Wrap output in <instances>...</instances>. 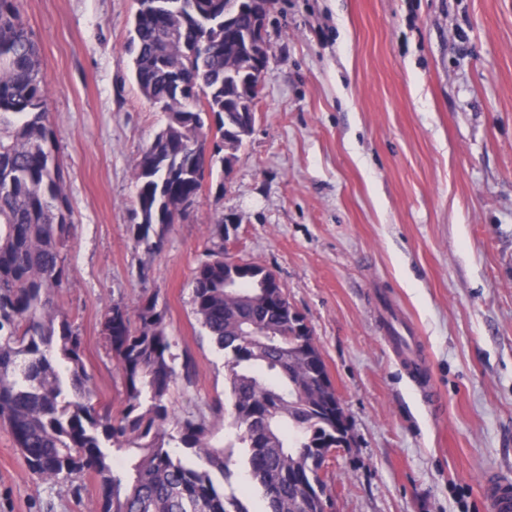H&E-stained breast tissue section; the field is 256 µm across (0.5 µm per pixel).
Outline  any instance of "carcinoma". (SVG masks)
Segmentation results:
<instances>
[{"mask_svg": "<svg viewBox=\"0 0 512 512\" xmlns=\"http://www.w3.org/2000/svg\"><path fill=\"white\" fill-rule=\"evenodd\" d=\"M128 52L140 93L167 113L166 126L136 167L138 240L164 239L185 216L206 173L237 158L250 132L240 112L245 89L233 76L243 12L224 27V0H136ZM48 77L25 27L20 0H0V425L30 472L74 483L89 477L96 512H250L220 479L226 450L189 413L178 435L165 429L178 376L166 316L146 299L132 325L114 304L102 334L124 380L123 408L95 404L83 341L57 304L67 284L61 250L73 218L46 111ZM237 264L218 250L193 272V313L228 357L236 439L262 512H327L320 471L340 445L336 395L321 385L324 364L311 327L289 302L256 301L272 272ZM251 321L267 331H243ZM185 449L171 451V442Z\"/></svg>", "mask_w": 512, "mask_h": 512, "instance_id": "1", "label": "carcinoma"}]
</instances>
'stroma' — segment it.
<instances>
[{
    "instance_id": "35a3bbf8",
    "label": "stroma",
    "mask_w": 512,
    "mask_h": 512,
    "mask_svg": "<svg viewBox=\"0 0 512 512\" xmlns=\"http://www.w3.org/2000/svg\"><path fill=\"white\" fill-rule=\"evenodd\" d=\"M133 10L21 5L74 219L58 303L94 402L123 407L103 312L154 296L191 366L167 431L198 412L234 442L227 359L192 305L220 244L275 274L343 401L351 444L322 471L328 512H488L482 472H512V0H273L254 130L158 246L134 233V166L167 115L131 79ZM384 303L416 324L440 411L394 357ZM95 496L33 475L0 426V512H93Z\"/></svg>"
}]
</instances>
